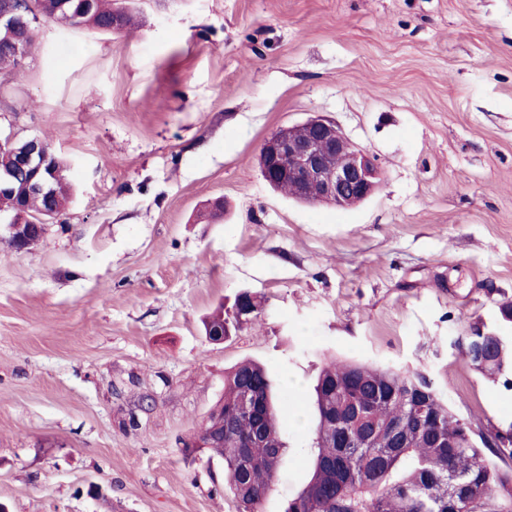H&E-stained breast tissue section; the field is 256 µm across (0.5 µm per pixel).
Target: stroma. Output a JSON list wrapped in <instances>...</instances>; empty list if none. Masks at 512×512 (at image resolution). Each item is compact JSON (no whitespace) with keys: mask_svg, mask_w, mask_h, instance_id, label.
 I'll return each instance as SVG.
<instances>
[{"mask_svg":"<svg viewBox=\"0 0 512 512\" xmlns=\"http://www.w3.org/2000/svg\"><path fill=\"white\" fill-rule=\"evenodd\" d=\"M123 33L40 25L0 71V140L67 163L68 208L0 240V512H237L186 454L239 361L287 444L262 512L310 473L328 358L420 372L476 433L512 391L455 342L512 335V0H127ZM320 115L376 155L367 200L274 190L258 156ZM242 291L257 322L203 321Z\"/></svg>","mask_w":512,"mask_h":512,"instance_id":"35a3bbf8","label":"stroma"}]
</instances>
